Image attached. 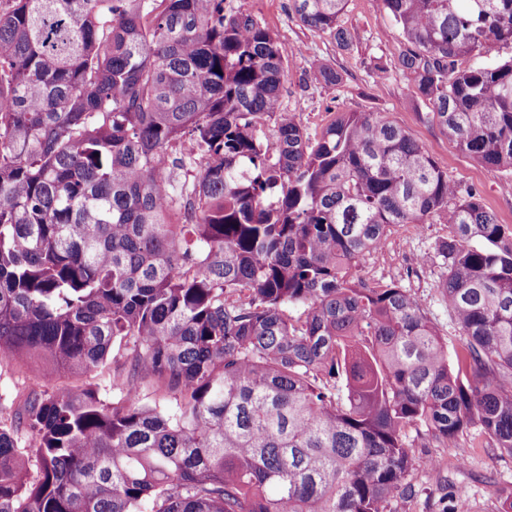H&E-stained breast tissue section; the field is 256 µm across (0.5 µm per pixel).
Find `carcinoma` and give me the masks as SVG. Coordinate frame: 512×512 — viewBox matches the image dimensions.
<instances>
[{"label": "carcinoma", "instance_id": "cac0c4a2", "mask_svg": "<svg viewBox=\"0 0 512 512\" xmlns=\"http://www.w3.org/2000/svg\"><path fill=\"white\" fill-rule=\"evenodd\" d=\"M380 2L427 120L512 176V58L484 60L512 0ZM347 3L293 10L347 47ZM285 77L229 0H0V358L49 365L0 415V512H393L435 465L411 429L512 457V228L381 112L310 137ZM440 220L455 371L418 297L354 273ZM109 364L110 403L49 383Z\"/></svg>", "mask_w": 512, "mask_h": 512}]
</instances>
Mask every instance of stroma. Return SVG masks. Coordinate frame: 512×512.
Here are the masks:
<instances>
[{
  "label": "stroma",
  "mask_w": 512,
  "mask_h": 512,
  "mask_svg": "<svg viewBox=\"0 0 512 512\" xmlns=\"http://www.w3.org/2000/svg\"><path fill=\"white\" fill-rule=\"evenodd\" d=\"M234 4L261 18L274 32L287 71L281 103L308 135H316L338 112L385 113L425 146L453 180L477 189L485 209L498 223L512 227V187L506 176L477 164L438 125L428 122L425 115L430 105L396 72L402 38L380 0H349L340 23L354 32L355 40L346 48L329 35L300 25L289 0H234ZM376 63L391 69L387 80L373 79L371 68ZM321 64L339 73L337 84L310 81V73ZM447 235V225L440 222L402 227L384 250L365 258L356 274L370 285L398 282L416 294L429 319L454 348L459 337L437 288L444 269L438 264L418 263L419 257L433 251ZM46 371L39 362L0 361V411L18 409L23 390L40 382ZM415 448L420 456L433 457L438 464L412 472L415 496L396 502L394 512H442L448 505L455 512H496L501 490L512 487V457L501 455L481 428H471L453 447L443 448L419 438Z\"/></svg>",
  "instance_id": "obj_1"
}]
</instances>
